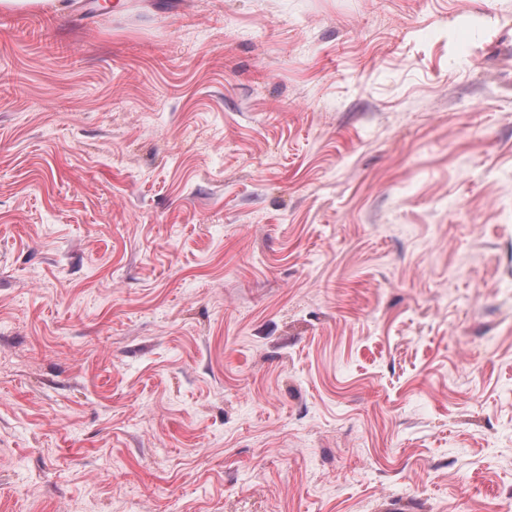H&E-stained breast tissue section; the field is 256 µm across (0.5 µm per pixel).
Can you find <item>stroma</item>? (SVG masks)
Here are the masks:
<instances>
[{
    "label": "stroma",
    "instance_id": "1",
    "mask_svg": "<svg viewBox=\"0 0 512 512\" xmlns=\"http://www.w3.org/2000/svg\"><path fill=\"white\" fill-rule=\"evenodd\" d=\"M0 8V512H512V0Z\"/></svg>",
    "mask_w": 512,
    "mask_h": 512
}]
</instances>
